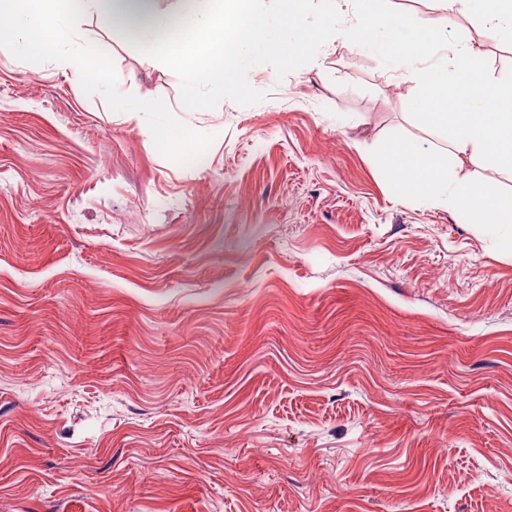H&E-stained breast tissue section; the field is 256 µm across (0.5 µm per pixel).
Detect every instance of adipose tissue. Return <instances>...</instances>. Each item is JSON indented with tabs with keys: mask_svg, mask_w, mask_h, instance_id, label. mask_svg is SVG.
I'll list each match as a JSON object with an SVG mask.
<instances>
[{
	"mask_svg": "<svg viewBox=\"0 0 512 512\" xmlns=\"http://www.w3.org/2000/svg\"><path fill=\"white\" fill-rule=\"evenodd\" d=\"M445 10L463 6L476 10L487 29L512 45V0H440ZM9 13L0 24V50L22 44L33 54L74 69L82 80L96 72L72 53L73 19L85 12L118 33L126 42L141 46L146 63L163 61L186 77L183 101L191 112L207 107V90L243 92L242 64L247 55L275 50V62L285 63L309 44H329L336 27L302 30L294 40L281 39L267 17L254 9L252 0H176L160 14L157 0H7ZM357 22L349 34L365 49L386 43L405 56L416 57L441 39L426 21L407 23L387 16L381 0H358Z\"/></svg>",
	"mask_w": 512,
	"mask_h": 512,
	"instance_id": "ef3b65f1",
	"label": "adipose tissue"
}]
</instances>
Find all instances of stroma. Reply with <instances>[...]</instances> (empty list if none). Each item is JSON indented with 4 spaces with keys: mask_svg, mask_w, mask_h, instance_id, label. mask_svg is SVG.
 <instances>
[{
    "mask_svg": "<svg viewBox=\"0 0 512 512\" xmlns=\"http://www.w3.org/2000/svg\"><path fill=\"white\" fill-rule=\"evenodd\" d=\"M387 6L512 67L477 14ZM77 28L98 84L0 50V512H512V254L373 158L441 144L408 66L340 36L189 112Z\"/></svg>",
    "mask_w": 512,
    "mask_h": 512,
    "instance_id": "35a3bbf8",
    "label": "stroma"
}]
</instances>
